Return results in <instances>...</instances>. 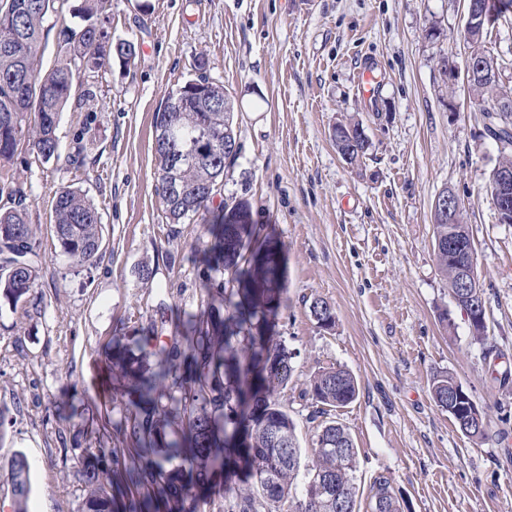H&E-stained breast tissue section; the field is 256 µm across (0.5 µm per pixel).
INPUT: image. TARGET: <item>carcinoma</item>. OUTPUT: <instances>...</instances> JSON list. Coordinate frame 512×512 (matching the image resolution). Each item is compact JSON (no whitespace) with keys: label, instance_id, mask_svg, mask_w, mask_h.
Wrapping results in <instances>:
<instances>
[{"label":"carcinoma","instance_id":"carcinoma-1","mask_svg":"<svg viewBox=\"0 0 512 512\" xmlns=\"http://www.w3.org/2000/svg\"><path fill=\"white\" fill-rule=\"evenodd\" d=\"M49 0H0V170L20 150L35 162L60 159L56 135L60 114L79 108L94 93L92 79L116 57L128 64L134 45L112 41V0H83L74 13L79 22L58 33L62 58L47 71L40 59L49 30ZM494 21L507 19L512 0H480ZM80 73L88 78L81 93L65 81ZM26 84H41V101L21 94ZM472 90L490 95L482 109L489 134L512 147V91L495 82H478ZM182 96L175 108L163 104L154 115L157 193L166 223L186 224L213 210L205 227L213 242L202 250L205 267L201 310L171 336L139 337L134 346L112 337L111 355L99 360L98 378L109 401L123 406L118 423L123 448H98L81 465L90 487L86 512H117L110 489L124 483V512H143L163 502L167 512H200L216 489H224V512H273L291 501L289 512H356L358 450L348 430L334 420L324 423L313 440L306 482L298 481L301 448L288 410L277 399L294 373L292 352L272 327L284 305V270L280 248L261 236L229 202L212 209L221 192L224 170L237 153H224V131L237 139L234 117L210 111L208 100L224 97V84L205 73L168 92ZM360 123L338 122L333 142L341 157L356 165L370 143L358 134ZM355 132L354 138L348 132ZM0 301L17 306L38 286L42 257L37 228L27 221L31 189L0 180ZM51 223L62 254L76 268L102 257L101 214L82 191L64 186L56 192ZM467 224H433V251L450 290L458 288L459 258L448 238L466 240ZM311 317L321 328L335 325L327 301L315 298ZM358 386L353 374L325 368L313 377V417L353 402ZM434 402L471 438L486 434V418L471 427L465 420L472 398L454 377H433ZM179 439H169L170 433ZM139 461L132 468L124 456ZM110 461L112 466L105 465ZM14 512H29L30 464L16 455L9 463ZM367 512H401L390 478L379 475L370 486Z\"/></svg>","mask_w":512,"mask_h":512}]
</instances>
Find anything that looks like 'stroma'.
Wrapping results in <instances>:
<instances>
[{
  "label": "stroma",
  "instance_id": "obj_1",
  "mask_svg": "<svg viewBox=\"0 0 512 512\" xmlns=\"http://www.w3.org/2000/svg\"><path fill=\"white\" fill-rule=\"evenodd\" d=\"M465 0H112V38L133 42L131 63L113 61L81 111L63 112L57 136L86 163L36 164L17 154L8 174L31 185L42 265L32 300L0 306V512H12L6 482L14 454L31 464L29 512H85L79 470L92 448H119L84 406L96 362L124 326L172 335L197 312L203 286L198 247L208 219L166 223L155 192L153 116L165 94L195 79L199 55L240 106L238 158L221 194L282 244L287 302L275 333L294 352V375L278 399L301 447L321 425L309 379L329 366L357 379L355 401L330 412L358 448V508L378 475L390 478L403 512H512V224L500 223L486 184L502 146L484 127L463 81L472 52L494 57L512 82V21L479 43L464 37ZM436 37H427L428 27ZM372 67L379 84L364 100ZM354 118L371 148L349 166L331 130ZM73 185L97 205L103 256L71 269L53 236L56 191ZM459 197L477 253L486 301L485 341L454 303L433 253L434 202ZM150 281L139 276L142 265ZM328 301L336 325L309 312ZM447 322H440V312ZM452 375L488 422L465 436L434 403L433 374Z\"/></svg>",
  "mask_w": 512,
  "mask_h": 512
}]
</instances>
